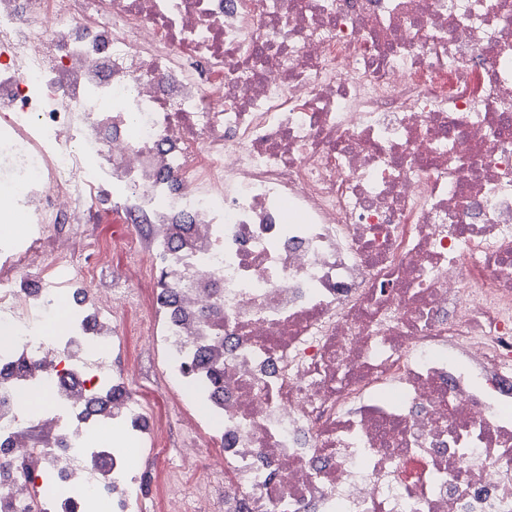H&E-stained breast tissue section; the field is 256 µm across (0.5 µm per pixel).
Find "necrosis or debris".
<instances>
[{
	"label": "necrosis or debris",
	"mask_w": 512,
	"mask_h": 512,
	"mask_svg": "<svg viewBox=\"0 0 512 512\" xmlns=\"http://www.w3.org/2000/svg\"><path fill=\"white\" fill-rule=\"evenodd\" d=\"M488 2L0 0V512H142L101 439L162 445L132 329L183 431L165 512H512ZM105 211L149 224L117 269Z\"/></svg>",
	"instance_id": "1"
}]
</instances>
